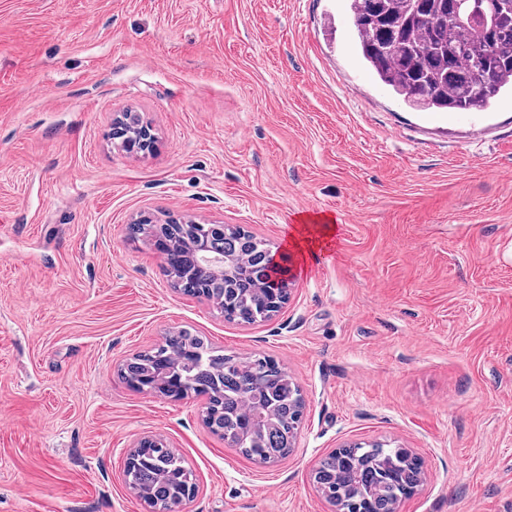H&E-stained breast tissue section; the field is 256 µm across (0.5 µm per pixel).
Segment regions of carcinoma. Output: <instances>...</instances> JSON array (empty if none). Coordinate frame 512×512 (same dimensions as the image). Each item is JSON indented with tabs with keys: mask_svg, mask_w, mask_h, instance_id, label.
I'll return each mask as SVG.
<instances>
[{
	"mask_svg": "<svg viewBox=\"0 0 512 512\" xmlns=\"http://www.w3.org/2000/svg\"><path fill=\"white\" fill-rule=\"evenodd\" d=\"M363 60L382 84L413 109L482 111L512 93V0H483L493 23L481 39L459 21L462 0H348ZM131 238L168 242L163 267L172 286L204 298L228 322L253 324L268 289L254 275L268 243L238 229L209 224H163L143 217L129 226ZM210 256L224 259L217 276L205 262L189 261L185 249L199 239ZM137 391L151 386L181 398L189 391L209 402L205 423L260 464L288 456L303 419L304 400L273 359L226 354L207 339L180 330L124 367ZM125 483L150 509L177 502L193 470L170 448H138L124 469ZM425 478L422 464L405 448L374 441L355 443L323 457L314 482L331 505L359 495L372 512H394L403 495Z\"/></svg>",
	"mask_w": 512,
	"mask_h": 512,
	"instance_id": "1",
	"label": "carcinoma"
}]
</instances>
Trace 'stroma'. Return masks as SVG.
<instances>
[{
  "mask_svg": "<svg viewBox=\"0 0 512 512\" xmlns=\"http://www.w3.org/2000/svg\"><path fill=\"white\" fill-rule=\"evenodd\" d=\"M127 110L153 152L114 144ZM489 110L420 121L346 0H0V512H148L123 477L144 436L189 462L182 512H335L314 468L373 439L424 462L400 512H512V96ZM301 211L336 245L250 325L128 235L167 212L282 251ZM183 328L285 367L306 405L286 459L119 378Z\"/></svg>",
  "mask_w": 512,
  "mask_h": 512,
  "instance_id": "obj_1",
  "label": "stroma"
}]
</instances>
